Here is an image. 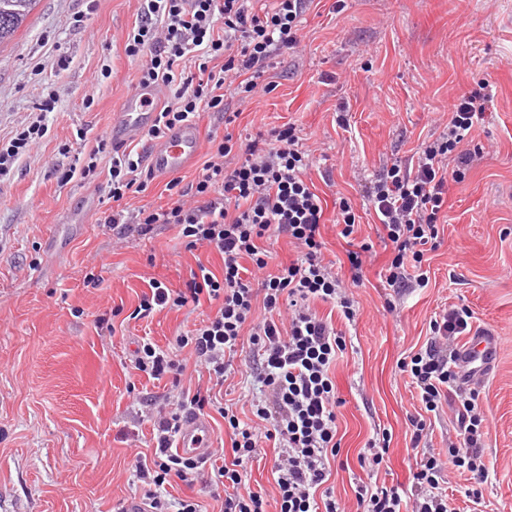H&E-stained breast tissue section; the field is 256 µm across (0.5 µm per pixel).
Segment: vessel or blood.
Instances as JSON below:
<instances>
[{"instance_id": "1", "label": "vessel or blood", "mask_w": 512, "mask_h": 512, "mask_svg": "<svg viewBox=\"0 0 512 512\" xmlns=\"http://www.w3.org/2000/svg\"><path fill=\"white\" fill-rule=\"evenodd\" d=\"M159 86L140 85L127 94L112 115L110 134L115 145L140 138L162 103ZM200 141L193 126L174 130L165 140L157 143L148 155L154 172L172 173L183 169L198 153ZM496 341L487 332L478 331L469 336L460 352L461 366L473 378H482L496 359ZM210 425L205 418L192 417L184 421L177 436L180 453L204 460L210 454L208 438Z\"/></svg>"}]
</instances>
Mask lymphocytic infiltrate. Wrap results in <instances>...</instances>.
<instances>
[{
    "label": "lymphocytic infiltrate",
    "instance_id": "1",
    "mask_svg": "<svg viewBox=\"0 0 512 512\" xmlns=\"http://www.w3.org/2000/svg\"><path fill=\"white\" fill-rule=\"evenodd\" d=\"M310 0H141V12L125 42V53L143 58L139 80L171 87L173 96L144 133V142L163 139L184 123L197 122L206 112H223L224 90L237 86L252 94L276 53L299 43L302 18ZM486 95L470 91L453 98L448 122L435 141L423 145L415 165L384 167L366 190L369 205L380 224L379 236L392 258L386 281L390 287L426 285L423 268L427 247L437 246L438 221L447 203L449 178L463 179L481 159L484 148L473 145V132L482 119ZM208 158L195 181L175 177L166 184L167 206L129 211V195L145 192L154 179L144 165V154L113 146L99 138L86 158L61 173L60 182L95 181L98 159L108 155L107 181L112 204L100 218L117 238L146 236L156 226L179 227L187 249L208 248L224 257V274L216 276L205 265L191 271L183 287L152 280L135 316L145 318L166 308L215 303L214 314L203 319L177 344L190 348L195 363L204 368L213 386L224 376L239 350L257 355L251 375L261 388L253 401L257 425L240 422L237 414L208 391L182 390L173 410L150 414L155 431L150 456L137 457L135 473L143 482L147 512H199L195 500L169 499L171 480H193L200 461L174 452L173 443L184 419L215 411L230 433V449L214 454L207 482L224 492V512H348L336 499L328 481L330 461L340 451L336 409L342 403L331 376L347 339L331 320L311 307L321 300L354 320V302L340 286L332 263L322 257L324 207L305 175L312 163L295 127L274 130L268 142L242 145L231 133L210 135ZM237 154L234 166L226 157ZM284 235L297 244L296 260L266 274L259 285L245 276L242 258L265 271L268 255L263 239ZM473 313L464 307L443 310L430 323L432 337L425 348L400 359L420 404L410 415L413 446L427 442V415L451 407L460 439L447 455L427 450L412 475L410 490L358 487L359 512H449L446 474L469 473L465 495L473 507L484 502L483 487L490 477L484 455L487 420L479 410L475 389L465 387L453 347L472 331ZM136 370L154 379L171 377L180 385L185 364L150 342L134 352ZM278 448L272 472L278 487L268 501L247 482V465L262 442Z\"/></svg>",
    "mask_w": 512,
    "mask_h": 512
}]
</instances>
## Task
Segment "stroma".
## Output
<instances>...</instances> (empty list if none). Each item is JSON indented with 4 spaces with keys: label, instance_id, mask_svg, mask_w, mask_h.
Instances as JSON below:
<instances>
[{
    "label": "stroma",
    "instance_id": "35a3bbf8",
    "mask_svg": "<svg viewBox=\"0 0 512 512\" xmlns=\"http://www.w3.org/2000/svg\"><path fill=\"white\" fill-rule=\"evenodd\" d=\"M140 7V0H39L29 25L0 49V144L39 117L43 95L53 90L58 99L43 117L45 137L0 184V512H118L140 497L134 454L153 438L141 414L178 391L170 378L135 371L130 355L148 340L188 358L176 338L214 306L204 299L145 319L131 313L152 279L179 288L200 263L224 273L218 251L186 250L171 224L113 248L111 229L96 221L108 159L94 182L57 181L75 152L108 134L114 108L138 82L140 64L124 45ZM104 66L112 75L86 105ZM485 81L492 95L473 140L486 153L448 183L439 246L424 264L428 286L394 291L385 285L390 252L365 188L383 165H410L442 132L452 96ZM261 83L263 92L245 100L226 91L233 124L206 113L197 128L204 139L227 129L246 143L290 125L315 150L307 180L325 202L323 255L356 309L349 322L332 304H314L348 340L333 370L343 400L336 497L352 507L358 486L409 488L423 449L411 442L413 389L397 362L425 347L442 309L465 306L474 329L497 339L495 365L477 384L494 472L484 512H512V0H312L299 48L275 55ZM343 198L360 217L348 238L336 228ZM89 203L94 215L69 223ZM365 241L373 248L356 284L347 254ZM91 273L100 287H84ZM390 304L396 313L387 312ZM117 307L125 320L100 329L99 317ZM252 359L237 353L223 388L245 422ZM383 432L391 436L385 462L376 472L361 468L360 453Z\"/></svg>",
    "mask_w": 512,
    "mask_h": 512
}]
</instances>
